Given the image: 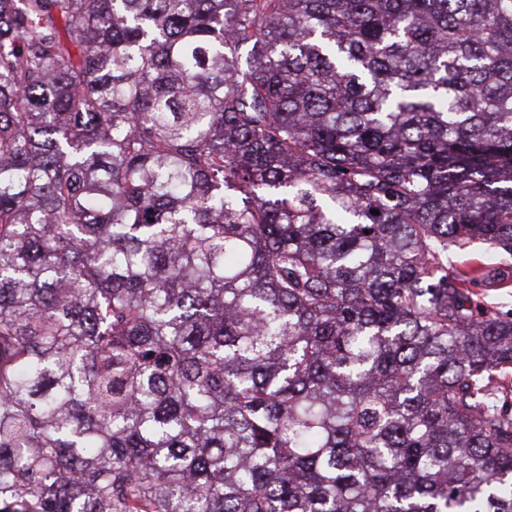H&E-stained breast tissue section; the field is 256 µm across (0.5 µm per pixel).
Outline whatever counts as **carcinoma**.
Masks as SVG:
<instances>
[{
	"label": "carcinoma",
	"mask_w": 512,
	"mask_h": 512,
	"mask_svg": "<svg viewBox=\"0 0 512 512\" xmlns=\"http://www.w3.org/2000/svg\"><path fill=\"white\" fill-rule=\"evenodd\" d=\"M473 240L512 0H0V512H512Z\"/></svg>",
	"instance_id": "1"
}]
</instances>
